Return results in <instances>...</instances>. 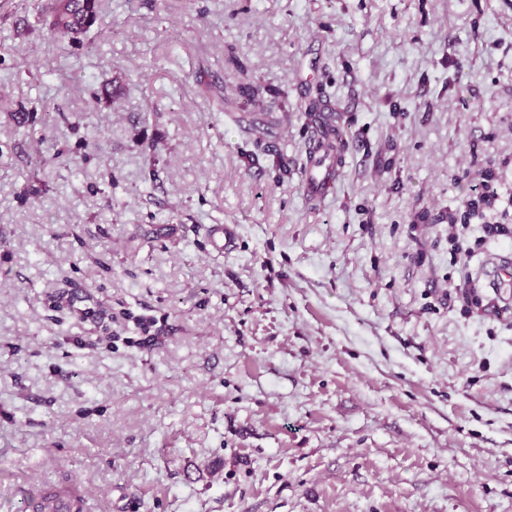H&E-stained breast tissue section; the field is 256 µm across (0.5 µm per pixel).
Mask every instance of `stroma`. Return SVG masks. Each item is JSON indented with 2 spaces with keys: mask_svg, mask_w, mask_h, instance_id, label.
<instances>
[{
  "mask_svg": "<svg viewBox=\"0 0 512 512\" xmlns=\"http://www.w3.org/2000/svg\"><path fill=\"white\" fill-rule=\"evenodd\" d=\"M37 2L0 0V512H512V0H100L77 43ZM305 168L303 170L304 190L311 197H322L332 187L334 164L327 162L320 153L318 144L313 141L305 149ZM63 502L58 495L48 492L42 489H36L32 491L27 497L28 507L31 509H26L25 511L29 512H61V511H72L70 510H62L59 508V504Z\"/></svg>",
  "mask_w": 512,
  "mask_h": 512,
  "instance_id": "35a3bbf8",
  "label": "stroma"
}]
</instances>
